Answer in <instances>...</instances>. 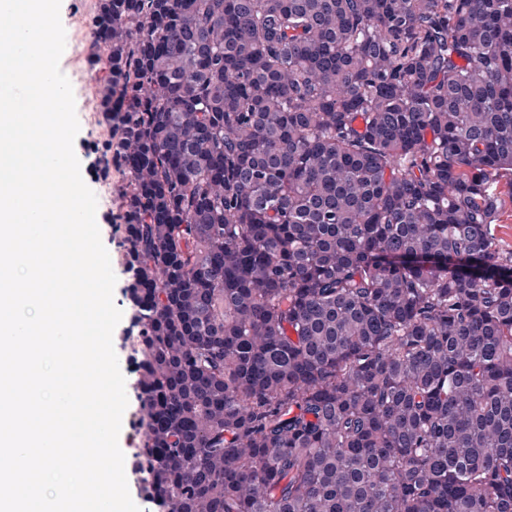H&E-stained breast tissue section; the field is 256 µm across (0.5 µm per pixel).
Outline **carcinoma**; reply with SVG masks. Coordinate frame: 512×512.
I'll list each match as a JSON object with an SVG mask.
<instances>
[{"mask_svg": "<svg viewBox=\"0 0 512 512\" xmlns=\"http://www.w3.org/2000/svg\"><path fill=\"white\" fill-rule=\"evenodd\" d=\"M156 512H512V0H98ZM498 191L505 200V206L500 211L496 224H493L494 233L503 248L512 251V205L509 201L512 194V176L500 179Z\"/></svg>", "mask_w": 512, "mask_h": 512, "instance_id": "cac0c4a2", "label": "carcinoma"}]
</instances>
